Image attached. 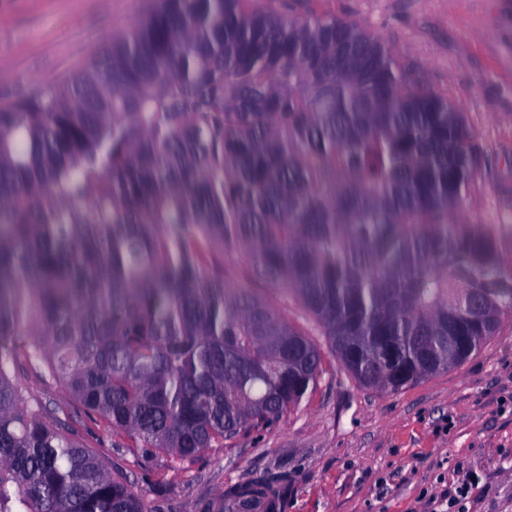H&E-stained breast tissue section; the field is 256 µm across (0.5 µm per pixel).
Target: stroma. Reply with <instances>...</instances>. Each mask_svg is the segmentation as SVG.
<instances>
[{"instance_id":"obj_1","label":"stroma","mask_w":512,"mask_h":512,"mask_svg":"<svg viewBox=\"0 0 512 512\" xmlns=\"http://www.w3.org/2000/svg\"><path fill=\"white\" fill-rule=\"evenodd\" d=\"M157 0H0V107L60 82L93 49L126 33ZM392 44L402 62L447 92L485 155L464 200L467 219L496 227L512 263V0H314ZM254 289L321 350L322 373L274 428L239 435L191 460L145 455L100 419L82 443L123 471L144 512H216L235 487L288 480L278 512H512V313L466 362L396 393L359 385L302 306ZM17 382L59 418L80 414L66 389L26 365ZM476 482L458 507L459 479Z\"/></svg>"}]
</instances>
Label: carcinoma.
Wrapping results in <instances>:
<instances>
[{
	"mask_svg": "<svg viewBox=\"0 0 512 512\" xmlns=\"http://www.w3.org/2000/svg\"><path fill=\"white\" fill-rule=\"evenodd\" d=\"M480 176L455 102L311 0H157L77 74L1 107L0 512H143L14 382L24 359L178 459L312 393L317 345L230 287L226 255L298 300L365 387L467 361L512 311L495 225L462 211ZM450 327L471 337L451 360Z\"/></svg>",
	"mask_w": 512,
	"mask_h": 512,
	"instance_id": "carcinoma-1",
	"label": "carcinoma"
}]
</instances>
